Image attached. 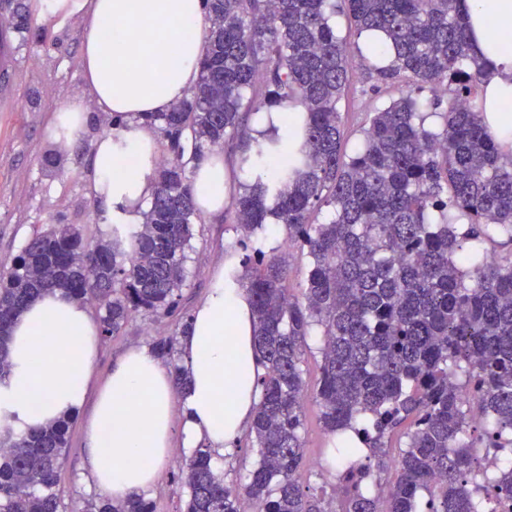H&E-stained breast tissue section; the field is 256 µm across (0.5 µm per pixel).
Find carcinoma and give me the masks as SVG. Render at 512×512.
<instances>
[{
	"instance_id": "1",
	"label": "carcinoma",
	"mask_w": 512,
	"mask_h": 512,
	"mask_svg": "<svg viewBox=\"0 0 512 512\" xmlns=\"http://www.w3.org/2000/svg\"><path fill=\"white\" fill-rule=\"evenodd\" d=\"M345 11L357 32L380 33L357 49L375 90L406 83L363 127V148L344 151L337 103L353 56L331 17ZM209 49L197 83L169 112L110 120L156 128L164 150L155 191L135 229L112 225L86 244L74 224L35 233L0 271V378L7 375L14 319L31 301L62 291L100 311L114 336L139 311L188 319L182 304L202 221L194 169L231 144L233 167L258 171L232 201L235 228L248 236L270 220L281 243L244 261L235 277L250 295L264 373L245 448L257 461L238 487L224 484L210 449L179 463L188 489L183 512H333L301 481L307 466L302 358L306 337H322L314 401L330 435L342 440L336 475L339 512H486L490 490L512 499V259L477 244L491 233L512 242V156L484 131L475 106L483 65L471 56L459 0H205ZM448 107L436 131L420 115L419 94ZM298 105L306 112L295 158L280 139L258 144L250 113ZM309 258L288 288L283 251ZM481 395L473 416L464 392ZM404 446L388 461L401 427ZM68 422L0 436V512H68L59 478ZM498 464L479 475L471 449ZM394 479L382 480L387 464ZM83 512H154L139 495L88 501Z\"/></svg>"
}]
</instances>
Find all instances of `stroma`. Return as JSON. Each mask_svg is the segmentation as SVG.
I'll return each instance as SVG.
<instances>
[{
    "instance_id": "stroma-1",
    "label": "stroma",
    "mask_w": 512,
    "mask_h": 512,
    "mask_svg": "<svg viewBox=\"0 0 512 512\" xmlns=\"http://www.w3.org/2000/svg\"><path fill=\"white\" fill-rule=\"evenodd\" d=\"M83 16L78 12L51 11L43 21L19 32L0 23V270L11 265L34 231L54 224H74L85 242L92 243L108 232L101 204L91 198L88 159L93 144L104 135L107 118L96 112L80 141L70 148L57 145L47 127L57 110L68 101L87 99L79 61ZM400 85L370 90L361 75H353L339 111L348 149L361 141V128L372 112L398 97ZM280 227L268 225L266 232L244 237L232 224L204 219L195 225L191 276L183 289L185 306L194 309L205 295L212 272L225 251L238 257L255 255L273 246ZM181 324L149 314L129 319L119 334L101 338L93 375L102 384L113 359L128 348L153 345L165 336L181 335ZM306 457L312 466L305 473L314 488L332 489L338 469V438L329 436L319 421L313 402L305 404ZM83 423H69V445L61 472L65 501L71 512H81L97 491L81 471ZM188 495L178 477L177 464L168 461L156 485L148 492L155 512H181Z\"/></svg>"
}]
</instances>
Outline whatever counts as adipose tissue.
Returning a JSON list of instances; mask_svg holds the SVG:
<instances>
[{
    "label": "adipose tissue",
    "mask_w": 512,
    "mask_h": 512,
    "mask_svg": "<svg viewBox=\"0 0 512 512\" xmlns=\"http://www.w3.org/2000/svg\"><path fill=\"white\" fill-rule=\"evenodd\" d=\"M83 14L80 65L88 102L61 106L70 131L62 146L81 137L91 111L107 115L167 112L180 103L198 76L209 40L204 0H54ZM471 54L485 63L478 108L489 136L512 151V0H463ZM187 28L177 51L169 37ZM303 112L258 113L252 135L277 134L295 152ZM157 131L139 124L113 130L90 154L95 197L106 206L108 224L134 225L155 182ZM137 162L126 179L123 160ZM193 188L204 214L222 219L231 189L223 153L201 161ZM237 265L226 254L211 276L205 298L181 340L186 389H178L163 359L133 346L114 358L99 388L91 380L100 330L86 305L55 292L30 303L14 320L8 350L10 370L0 379V431L18 432L85 412L82 469L112 500L121 502L152 489L158 469L175 444L207 445L230 452L246 432L258 401L262 368L253 345L250 296L230 275Z\"/></svg>",
    "instance_id": "adipose-tissue-1"
}]
</instances>
